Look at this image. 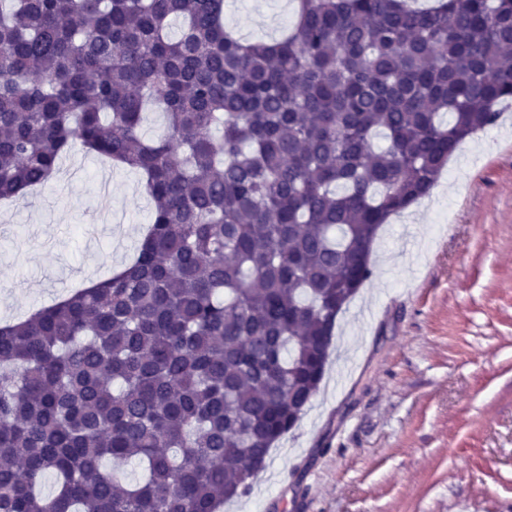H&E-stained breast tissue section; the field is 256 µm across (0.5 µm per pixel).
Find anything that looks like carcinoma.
Instances as JSON below:
<instances>
[{
	"label": "carcinoma",
	"instance_id": "obj_1",
	"mask_svg": "<svg viewBox=\"0 0 512 512\" xmlns=\"http://www.w3.org/2000/svg\"><path fill=\"white\" fill-rule=\"evenodd\" d=\"M224 4L0 0V199L78 143L153 203L129 263L0 326V512L246 494L316 394L379 228L512 100V0H297L253 43Z\"/></svg>",
	"mask_w": 512,
	"mask_h": 512
}]
</instances>
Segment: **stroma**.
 Returning a JSON list of instances; mask_svg holds the SVG:
<instances>
[{
  "instance_id": "35a3bbf8",
  "label": "stroma",
  "mask_w": 512,
  "mask_h": 512,
  "mask_svg": "<svg viewBox=\"0 0 512 512\" xmlns=\"http://www.w3.org/2000/svg\"><path fill=\"white\" fill-rule=\"evenodd\" d=\"M292 14L227 0L224 22L268 40ZM497 110L381 227L318 392L221 512H512V104ZM151 211L140 173L74 146L49 183L0 202V322L128 262Z\"/></svg>"
}]
</instances>
